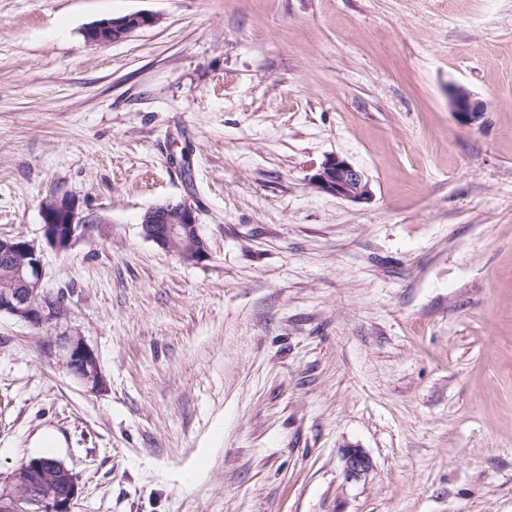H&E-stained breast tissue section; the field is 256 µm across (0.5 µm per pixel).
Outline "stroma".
<instances>
[{
  "label": "stroma",
  "instance_id": "stroma-1",
  "mask_svg": "<svg viewBox=\"0 0 512 512\" xmlns=\"http://www.w3.org/2000/svg\"><path fill=\"white\" fill-rule=\"evenodd\" d=\"M332 155L367 199L312 188ZM54 192L90 223L45 286L108 388L1 314L0 482L48 455L73 512H512V0H0V236L42 241ZM180 202L197 264L142 230ZM154 15L134 12L120 17L103 19L85 30V40L91 45H107L120 42L134 31L154 25ZM451 111L456 122L463 126L476 125L484 116L485 106L464 87L456 86L449 94ZM343 460L345 472L350 478H360L370 467L368 456L359 448L347 449Z\"/></svg>",
  "mask_w": 512,
  "mask_h": 512
}]
</instances>
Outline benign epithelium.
Returning a JSON list of instances; mask_svg holds the SVG:
<instances>
[{
	"label": "benign epithelium",
	"instance_id": "obj_1",
	"mask_svg": "<svg viewBox=\"0 0 512 512\" xmlns=\"http://www.w3.org/2000/svg\"><path fill=\"white\" fill-rule=\"evenodd\" d=\"M155 22L154 15L145 12L103 19L85 30V40L91 45L113 44ZM449 99L458 124L473 126L483 118L484 103L467 89L454 87ZM310 183L315 190L340 199L356 201L370 194L364 172L339 155L327 157L316 167ZM40 209L45 245L66 251L84 236L89 219L67 194L45 197ZM142 228L147 238L184 262H200L207 256L197 212L185 202L150 208L143 216ZM43 246L22 235L0 236V314L49 334L46 353L87 391H104L107 381L97 352L70 325L66 299L44 286ZM343 460L350 478L361 477L370 467L368 456L359 448L347 449ZM78 494V479L63 461L48 463L35 458L13 469L0 487V512H72Z\"/></svg>",
	"mask_w": 512,
	"mask_h": 512
}]
</instances>
